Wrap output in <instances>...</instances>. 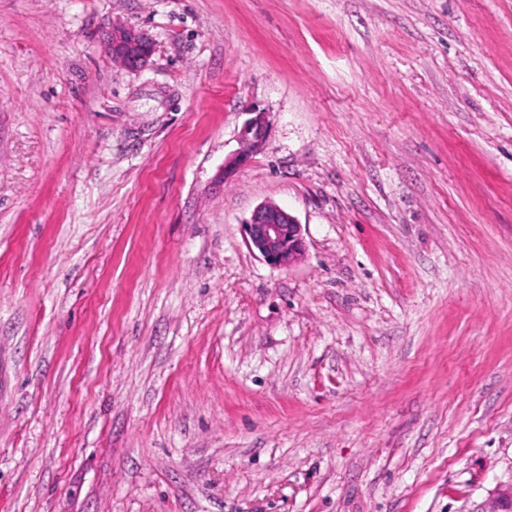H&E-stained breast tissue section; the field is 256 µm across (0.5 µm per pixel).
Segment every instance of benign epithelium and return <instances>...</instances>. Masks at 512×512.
Wrapping results in <instances>:
<instances>
[{"instance_id": "1", "label": "benign epithelium", "mask_w": 512, "mask_h": 512, "mask_svg": "<svg viewBox=\"0 0 512 512\" xmlns=\"http://www.w3.org/2000/svg\"><path fill=\"white\" fill-rule=\"evenodd\" d=\"M107 47L112 56L131 71L145 68L154 51L150 39L129 26L112 27L107 38ZM267 131V113L253 112V117L243 127L240 149L224 160L221 171L224 180L232 178L262 148ZM244 235L248 248L275 268L290 265L305 250L301 225L297 219L272 203L262 204L253 210L244 224Z\"/></svg>"}]
</instances>
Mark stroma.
Instances as JSON below:
<instances>
[{
	"instance_id": "stroma-1",
	"label": "stroma",
	"mask_w": 512,
	"mask_h": 512,
	"mask_svg": "<svg viewBox=\"0 0 512 512\" xmlns=\"http://www.w3.org/2000/svg\"><path fill=\"white\" fill-rule=\"evenodd\" d=\"M511 488L512 0H0V512ZM107 47L112 56L131 71L145 68L154 51L150 39L129 26H112L107 38ZM254 116L248 119L241 133L240 149L224 160L221 177L227 181L243 168L252 155L260 150L266 139L268 131L267 113L260 111L250 112ZM245 242L269 266H289L305 250L301 224L281 207L265 203L244 224Z\"/></svg>"
}]
</instances>
